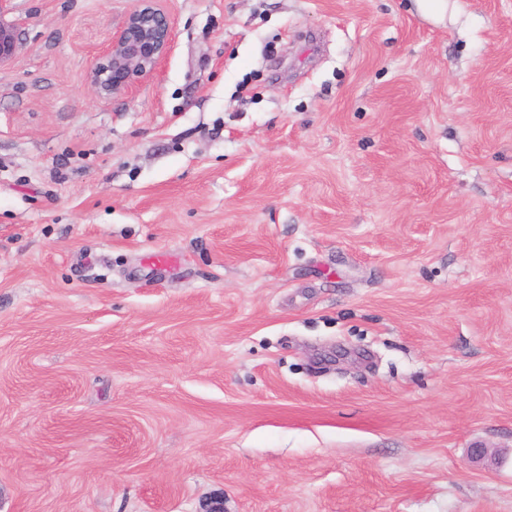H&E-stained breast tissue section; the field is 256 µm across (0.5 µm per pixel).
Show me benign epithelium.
<instances>
[{"label": "benign epithelium", "mask_w": 512, "mask_h": 512, "mask_svg": "<svg viewBox=\"0 0 512 512\" xmlns=\"http://www.w3.org/2000/svg\"><path fill=\"white\" fill-rule=\"evenodd\" d=\"M17 29L0 22V62L15 52ZM172 23L154 5V0H138L125 24L112 34L110 42L92 70L91 82L101 98L127 94L154 74L169 53Z\"/></svg>", "instance_id": "7a95c632"}]
</instances>
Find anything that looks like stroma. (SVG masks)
<instances>
[{"label":"stroma","mask_w":512,"mask_h":512,"mask_svg":"<svg viewBox=\"0 0 512 512\" xmlns=\"http://www.w3.org/2000/svg\"><path fill=\"white\" fill-rule=\"evenodd\" d=\"M136 5L5 17L0 512H512V0H156L99 99ZM137 2L92 70L91 82L100 98L132 92L154 74L171 49L169 17L154 5V0Z\"/></svg>","instance_id":"35a3bbf8"}]
</instances>
